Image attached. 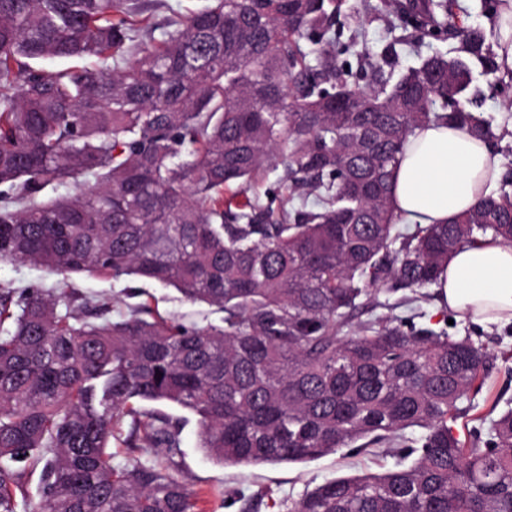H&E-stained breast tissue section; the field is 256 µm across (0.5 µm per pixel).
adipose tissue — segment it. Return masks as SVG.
<instances>
[{
	"mask_svg": "<svg viewBox=\"0 0 512 512\" xmlns=\"http://www.w3.org/2000/svg\"><path fill=\"white\" fill-rule=\"evenodd\" d=\"M501 176L498 156L467 131L427 124L409 137L394 170L399 223L445 224L474 207ZM440 303L483 323L512 322V245L488 241L452 253L440 276Z\"/></svg>",
	"mask_w": 512,
	"mask_h": 512,
	"instance_id": "obj_1",
	"label": "adipose tissue"
}]
</instances>
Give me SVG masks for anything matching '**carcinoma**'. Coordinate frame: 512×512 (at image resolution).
<instances>
[{"instance_id": "1", "label": "carcinoma", "mask_w": 512, "mask_h": 512, "mask_svg": "<svg viewBox=\"0 0 512 512\" xmlns=\"http://www.w3.org/2000/svg\"><path fill=\"white\" fill-rule=\"evenodd\" d=\"M390 29L453 36L364 89L339 65L347 0H209L140 38L133 0H0V261L135 276L224 311L197 329L112 318L106 302L0 289V512L40 469L32 512H195L173 473L183 423L222 465L405 448L280 512H512V409L454 433L490 355L469 334L354 322L365 304L438 284L448 256L512 244V177L450 224L394 223L390 179L415 128L452 123L495 152L473 64L499 70L451 0H382ZM310 44L308 50L300 42ZM68 63L44 72V60ZM277 155L288 200L247 185ZM92 178L72 193L44 190ZM131 418L128 432L122 418ZM166 461L112 465V441Z\"/></svg>"}]
</instances>
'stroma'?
I'll return each instance as SVG.
<instances>
[{"mask_svg": "<svg viewBox=\"0 0 512 512\" xmlns=\"http://www.w3.org/2000/svg\"><path fill=\"white\" fill-rule=\"evenodd\" d=\"M345 35L356 38L352 55L345 61L351 65L353 81L367 86L373 79L370 68L361 66L363 48H372L375 60L383 73L418 65L421 58L433 51H451V40L432 38L421 42L405 41L396 65L386 62L389 39L385 23L375 20L364 25L350 24ZM249 193L261 207L278 209L287 197L284 167L280 161L272 164L251 184ZM0 288L21 293L30 289L60 294L66 293L93 300L108 299L115 313L128 314L141 304L189 327L207 328L223 323L224 313L217 307L186 300L173 287L148 282L133 276L118 280L104 276H74L50 272L29 262H0ZM394 316L417 318L422 324L436 329H446L456 336L470 332L472 338L484 344L492 355L486 385L474 400L472 409L461 414L456 428L461 436H468L477 417L487 415L492 405L512 406V323L485 325L454 315L438 303L436 289H429L427 297L410 294L392 310ZM175 417L185 418L180 435L181 453L177 457V476L187 485L196 503L195 512H242L245 504L262 498L261 512H276L274 504L285 498H296L304 490L314 488L341 476L362 472H379L394 467L400 460L398 449L370 447L361 451L342 448L335 453L301 463H263L221 466L208 459L199 446L195 419L186 418L184 410L174 412Z\"/></svg>", "mask_w": 512, "mask_h": 512, "instance_id": "stroma-1", "label": "stroma"}]
</instances>
